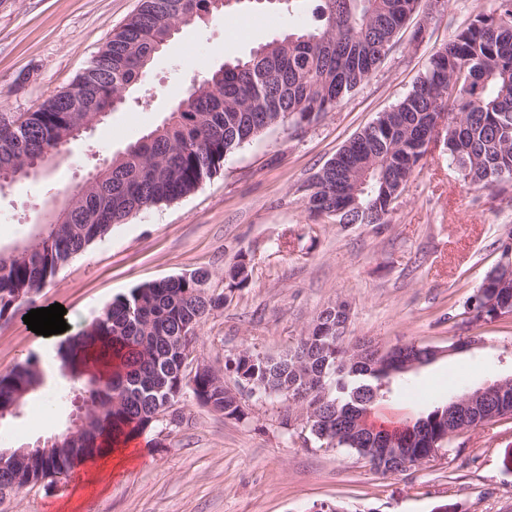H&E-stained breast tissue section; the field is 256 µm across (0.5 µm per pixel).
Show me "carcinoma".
Wrapping results in <instances>:
<instances>
[{"instance_id":"carcinoma-1","label":"carcinoma","mask_w":512,"mask_h":512,"mask_svg":"<svg viewBox=\"0 0 512 512\" xmlns=\"http://www.w3.org/2000/svg\"><path fill=\"white\" fill-rule=\"evenodd\" d=\"M143 0L139 11L116 32L80 77L76 89L39 104L21 121L0 113V189L23 178L24 163H52L76 139L79 125L95 124L114 99L141 83L156 47L173 26H188L192 13L225 10L231 0ZM419 0H323L321 26L289 31L195 80L177 108L155 129L129 143L74 192L53 221L34 225L31 239L0 249V319L15 318L21 306L35 309L33 295L74 256L105 238L112 226L138 212L173 202L215 175L226 157L276 125L293 128L330 112L369 79L383 57L378 47L393 43ZM454 94L448 96V86ZM445 126L448 157L464 178L481 188L512 182V0H494L431 56L411 90L389 111L344 145L315 175L307 207L316 214L340 212L348 224H380L424 157L426 139L437 122ZM247 254L224 274L230 289L246 287ZM210 272L161 279L115 299L81 334L59 351L62 370L79 386L57 392L81 397L89 429L56 434L59 446L15 466H0V499L16 487L53 486L82 460L109 450V441L154 427L186 398L228 417L244 412L224 379L211 367L181 371L182 337H196L209 312L224 307V293L207 288ZM512 279L493 269L467 305L476 319L492 318ZM343 302L316 317L297 346L279 358L246 353L226 363L253 393L301 395L300 409L311 441L334 444L356 454L375 447L350 432L352 420L366 418L377 403L373 390L404 381L396 352L374 350L353 361L350 346L336 331ZM39 360L29 356L0 376V410L23 404L45 383ZM500 417L512 418V388L490 402ZM446 405L433 407L424 421L429 437L402 433L400 460H369L383 474L408 471L404 463L427 457L450 440Z\"/></svg>"}]
</instances>
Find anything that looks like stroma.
<instances>
[{"label":"stroma","instance_id":"35a3bbf8","mask_svg":"<svg viewBox=\"0 0 512 512\" xmlns=\"http://www.w3.org/2000/svg\"><path fill=\"white\" fill-rule=\"evenodd\" d=\"M141 0H0V112L32 111L75 89L93 57ZM493 0H422L370 79L318 120L271 127L226 158L196 190L143 210L61 266L37 297L61 304L83 329L117 297L203 268L227 292L192 343L193 363L222 373L244 415L227 417L188 399L142 435V456L97 488L78 480L15 488L0 512H512V419L453 437L410 471L380 474L356 453L304 443L300 408L236 388L227 360L248 350L279 357L323 309L344 301L350 342L439 348L377 405L406 421L512 375V316L473 320L464 307L498 262L512 224V186L480 189L451 165L444 136L428 146L407 188L380 224H339L305 207L314 175L411 89L432 54ZM321 0L292 11L274 0H238L227 13L180 30L157 53L146 82L84 132L37 177L0 193V246L26 240L39 212L61 207L106 160L159 125L195 76L290 29L319 22ZM250 259L246 287L226 291L225 271ZM475 348L457 352L458 341ZM22 320H0V375L40 355ZM54 375L18 414L0 420V448H24L64 429L71 404L47 396Z\"/></svg>","mask_w":512,"mask_h":512}]
</instances>
